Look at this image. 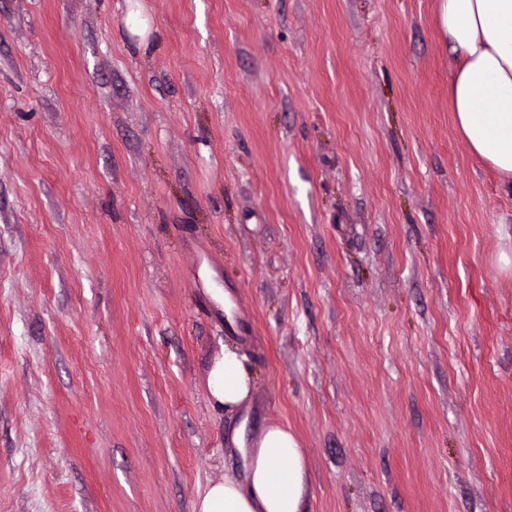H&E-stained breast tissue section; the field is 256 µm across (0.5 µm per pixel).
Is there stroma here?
<instances>
[{
    "instance_id": "1",
    "label": "stroma",
    "mask_w": 512,
    "mask_h": 512,
    "mask_svg": "<svg viewBox=\"0 0 512 512\" xmlns=\"http://www.w3.org/2000/svg\"><path fill=\"white\" fill-rule=\"evenodd\" d=\"M439 4L0 0V512H192L271 423L303 512H512V193ZM254 377L246 357L235 344H225L214 356L207 371L206 388L214 407L234 412L252 397Z\"/></svg>"
}]
</instances>
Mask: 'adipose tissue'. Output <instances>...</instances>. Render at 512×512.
<instances>
[{"mask_svg": "<svg viewBox=\"0 0 512 512\" xmlns=\"http://www.w3.org/2000/svg\"><path fill=\"white\" fill-rule=\"evenodd\" d=\"M440 20L456 55L448 93L457 129L512 191V0H441ZM253 387L245 355L225 345L207 371L210 402L236 411ZM308 480L298 438L271 423L251 444L245 482L228 476L209 481L193 512H300Z\"/></svg>", "mask_w": 512, "mask_h": 512, "instance_id": "obj_1", "label": "adipose tissue"}]
</instances>
